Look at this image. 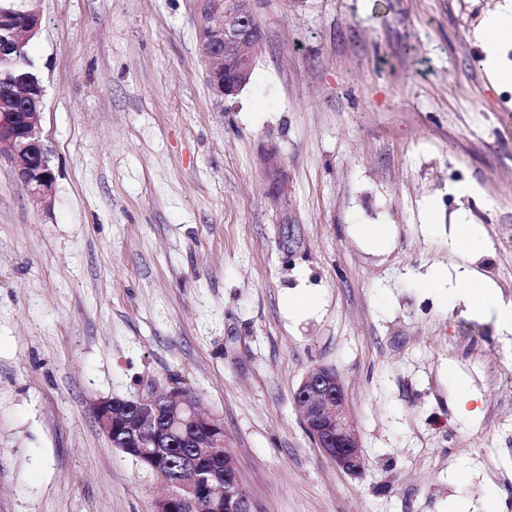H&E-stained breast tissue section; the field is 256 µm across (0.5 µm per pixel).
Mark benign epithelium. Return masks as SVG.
Instances as JSON below:
<instances>
[{
    "label": "benign epithelium",
    "instance_id": "1",
    "mask_svg": "<svg viewBox=\"0 0 512 512\" xmlns=\"http://www.w3.org/2000/svg\"><path fill=\"white\" fill-rule=\"evenodd\" d=\"M43 25L41 0H0V60L36 37ZM199 50L210 89L222 97L236 95L251 78L262 42L252 0H197ZM45 95L41 78L0 69V158L14 164L18 180L34 203L47 207L55 175L38 124ZM303 426L336 468L359 475L364 468L355 425L347 412V391L332 368L317 367L294 395ZM187 416L184 466L191 480L165 477L174 427L169 417ZM99 429L110 447L125 450L142 442L138 459L164 478L166 491L153 502V512H252L223 419L204 413L190 392L172 387L147 398H108L95 408Z\"/></svg>",
    "mask_w": 512,
    "mask_h": 512
}]
</instances>
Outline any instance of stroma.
<instances>
[{
    "label": "stroma",
    "instance_id": "stroma-1",
    "mask_svg": "<svg viewBox=\"0 0 512 512\" xmlns=\"http://www.w3.org/2000/svg\"><path fill=\"white\" fill-rule=\"evenodd\" d=\"M501 2L254 0L263 48L225 98L196 0H42L55 194L0 161V512H151L159 477L94 406L174 386L223 419L253 512H512V335L421 286L468 263L512 300V81L478 38ZM322 365L357 477L295 406ZM452 237L458 246L470 253L481 251L486 244L483 231L477 224H457Z\"/></svg>",
    "mask_w": 512,
    "mask_h": 512
}]
</instances>
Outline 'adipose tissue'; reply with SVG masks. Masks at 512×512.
<instances>
[{
	"label": "adipose tissue",
	"mask_w": 512,
	"mask_h": 512,
	"mask_svg": "<svg viewBox=\"0 0 512 512\" xmlns=\"http://www.w3.org/2000/svg\"><path fill=\"white\" fill-rule=\"evenodd\" d=\"M453 278L455 285L447 292L449 302L464 301L469 312L512 333V303L503 302L493 284L466 267L456 268Z\"/></svg>",
	"instance_id": "1"
}]
</instances>
